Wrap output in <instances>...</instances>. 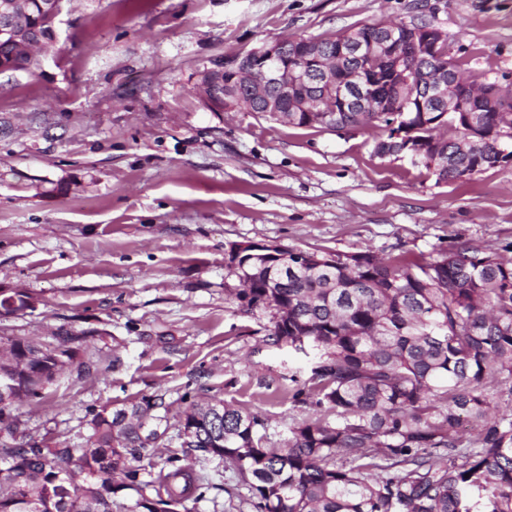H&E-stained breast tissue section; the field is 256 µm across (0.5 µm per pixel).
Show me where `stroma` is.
Here are the masks:
<instances>
[{
  "label": "stroma",
  "mask_w": 512,
  "mask_h": 512,
  "mask_svg": "<svg viewBox=\"0 0 512 512\" xmlns=\"http://www.w3.org/2000/svg\"><path fill=\"white\" fill-rule=\"evenodd\" d=\"M410 0H62L35 72L0 74V286L35 308L0 336H82L71 369L16 405L26 434L83 445L93 412L132 398L217 397L266 420L307 417L272 310L230 296L231 244L428 258L465 242L512 259V163L440 181L378 157L374 127L294 128L208 111L210 58L284 37L397 23ZM464 75L512 90V0H428Z\"/></svg>",
  "instance_id": "stroma-1"
}]
</instances>
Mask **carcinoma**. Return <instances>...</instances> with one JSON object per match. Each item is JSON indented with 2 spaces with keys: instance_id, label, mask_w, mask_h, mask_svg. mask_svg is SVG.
Returning a JSON list of instances; mask_svg holds the SVG:
<instances>
[{
  "instance_id": "carcinoma-1",
  "label": "carcinoma",
  "mask_w": 512,
  "mask_h": 512,
  "mask_svg": "<svg viewBox=\"0 0 512 512\" xmlns=\"http://www.w3.org/2000/svg\"><path fill=\"white\" fill-rule=\"evenodd\" d=\"M424 0L410 19L364 23L320 38L336 45L355 32L405 42L434 26ZM52 37L53 15L30 9ZM0 65L33 71L27 52L0 45ZM224 98L237 99L234 73ZM440 112H338L334 130L377 127L378 157L400 156L439 181L461 179L499 162L512 141V99L484 101V111L439 121ZM404 131L403 138L394 133ZM248 311H275L266 345L307 358L304 375L288 371L293 402L310 415L266 446L257 415L221 399L187 401L178 415L180 448L162 450L168 428L157 399L143 396L92 415L80 448L19 433L12 407L41 396L70 367L86 366L82 336L43 346L0 336V380L10 406L0 432L21 441L0 446V512H195L218 493L241 497L254 512H512V260L465 243L428 260H384L370 251L331 254L290 247L288 259L229 258ZM218 459L237 475L224 489L196 464Z\"/></svg>"
}]
</instances>
